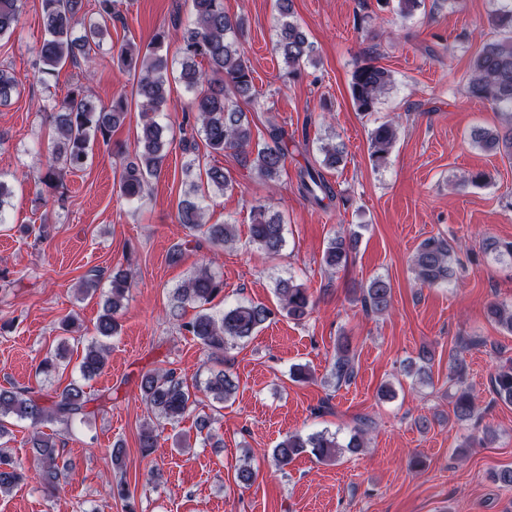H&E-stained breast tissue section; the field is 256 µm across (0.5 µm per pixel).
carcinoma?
<instances>
[{
	"label": "carcinoma",
	"instance_id": "obj_1",
	"mask_svg": "<svg viewBox=\"0 0 512 512\" xmlns=\"http://www.w3.org/2000/svg\"><path fill=\"white\" fill-rule=\"evenodd\" d=\"M396 14L404 21L414 17L422 0H395ZM45 37L38 56V80L46 85L59 68L70 63L79 74L92 75L97 66L113 62L134 74V100L140 110L142 124L137 133L134 156L123 161L119 174V189L129 200L141 198L149 178L160 174L169 152L170 141L163 126L156 120L164 111L171 92L170 80L181 83L195 93L191 109L195 112L198 132L206 147L213 153H229L241 166L266 182L279 179L288 154L286 131L269 124L270 142L253 140L251 121L245 107L258 105L254 90L253 70L243 44L246 20L231 17L224 12V0H191L192 26L184 29L177 70L170 69L168 53L163 51L165 35L158 34L146 46L129 40L116 54L106 57L100 53L104 39L109 35L108 24L118 15V0H95L96 18L85 20L84 0H41ZM24 0H0V39L11 37L19 26ZM275 50L288 73L297 72L304 64L314 62V48L303 27L294 19L293 0H275ZM488 24L495 37L485 41L473 57L468 79L471 97L487 103L501 113L508 129L475 128L470 138L485 152L499 154L512 160V5L504 4L488 16ZM82 30L75 35L76 30ZM208 69L202 70L201 64ZM394 84L391 70L366 63L352 73L350 92L357 110L372 112L381 97ZM18 81L12 73L0 66V106L7 105L17 91ZM128 101L120 97L108 106H97L81 82L73 84L61 99H50L42 106L54 127L55 136L50 156L41 172L40 183L52 195L54 203L64 206L67 200L65 177L86 164L91 143L111 144L112 132L125 120ZM397 127L385 122L370 133L369 157L376 166L387 164L397 139ZM319 165L307 164L297 170V187L302 198L320 208L332 206L337 193L326 178L325 171L334 170L344 162L345 148L330 142L320 146ZM205 178L189 185L179 201L178 222L189 230L201 233L210 245L221 249L235 242L232 224L204 222L206 191H224L232 187L230 172L222 167L209 166ZM283 215L258 204L251 209L250 241L269 255L278 254L284 243ZM357 238L332 237L324 252V262L331 268L343 264ZM455 249L448 239L433 236L423 240L412 257V269L424 285L437 286L451 282L455 275ZM110 282L109 295L104 301V313L96 326L97 335L110 338L118 334V312L123 308L134 274L119 267L104 274L95 269L82 279L80 288L86 295L97 292L103 279ZM224 290V280L208 268L197 271L174 289L171 294L173 310L190 306L194 316L179 328L187 331L209 357L221 363L220 356L235 344L249 339L274 313L290 320L302 321L309 316L313 303L307 289L292 279L279 278L274 282L277 310L263 303L239 304L220 315L211 312L212 303ZM364 306L373 313L387 312L392 302L391 283L375 278L361 288ZM487 316L504 330L512 333V306L489 303ZM109 348L99 340L83 347L79 370L86 378L97 375L104 368ZM423 365L407 366V374L428 381L431 378L425 364L431 361V352L419 354ZM330 377L335 386L349 384L356 377L355 357L348 337L340 336ZM491 387L496 398L512 404V360L500 365L491 376ZM203 391L213 402L222 405L237 392V383L222 368H211L204 381ZM142 401L149 422L142 430L140 447L147 454L155 447L154 432L163 422L176 421L194 404L189 385L173 369L149 371L140 382ZM92 398L83 387L72 382L52 395L37 396L25 388L0 389V493H8L26 478L22 465L14 459L4 438L10 435V419L27 421L35 428L31 438L32 450L38 459L43 481L56 487L67 464L59 463L60 451L56 442L37 431L39 425L61 422L69 425L87 416V404ZM453 416L467 421L474 416V396L464 389L454 394ZM372 426L368 418L359 420L346 443L336 434L319 432L303 437L288 435L272 450L274 461L284 467L308 452L322 462H336L344 452L356 453L365 447V435Z\"/></svg>",
	"mask_w": 512,
	"mask_h": 512
}]
</instances>
